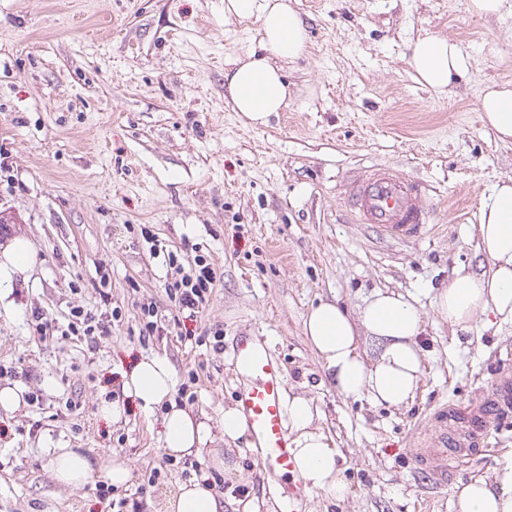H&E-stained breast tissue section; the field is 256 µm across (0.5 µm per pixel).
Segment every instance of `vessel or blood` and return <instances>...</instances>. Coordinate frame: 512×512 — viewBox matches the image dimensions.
<instances>
[{"label":"vessel or blood","mask_w":512,"mask_h":512,"mask_svg":"<svg viewBox=\"0 0 512 512\" xmlns=\"http://www.w3.org/2000/svg\"><path fill=\"white\" fill-rule=\"evenodd\" d=\"M423 185L388 168H375L348 182L344 199L356 220L373 225L386 240L413 242L427 236L432 226ZM233 362L242 379L237 405L244 414L254 452L269 471L284 476L277 494L282 512H291L305 496L304 483L288 447L284 429L285 376L271 349L252 336L240 337ZM512 413V375L502 374L487 397L462 412L444 407L437 413L438 432L424 441L418 456L435 479L448 474V451L477 443L488 420Z\"/></svg>","instance_id":"1"}]
</instances>
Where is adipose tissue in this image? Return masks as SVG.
I'll return each instance as SVG.
<instances>
[{"label":"adipose tissue","mask_w":512,"mask_h":512,"mask_svg":"<svg viewBox=\"0 0 512 512\" xmlns=\"http://www.w3.org/2000/svg\"><path fill=\"white\" fill-rule=\"evenodd\" d=\"M224 14L256 20L262 34L260 51H249L224 72L226 95L234 111L250 121L266 123L288 103L285 63L307 49V22L291 0H224ZM410 63L420 84L446 93L464 76L471 61L457 43L437 36L418 38L410 46ZM486 126L500 141L512 143V82L486 86L478 96ZM478 249L488 263L479 272L458 270L433 299L436 312L453 330H468L478 317L512 323V180L493 186L479 215ZM423 322L412 294L376 291L358 316L335 302L311 307L305 336L320 357L337 391L346 398L375 405L401 407L412 401L423 374V350L417 338ZM373 352L365 354L362 343ZM174 375L170 362L152 355L137 362L123 383V392L150 412L164 407L162 449L182 457L212 443L208 424L173 403ZM292 452L307 488L340 499L347 484L332 448L318 425L317 408L301 395L284 404ZM47 467L55 480L76 488L96 471L88 455L71 448L50 450ZM456 512H512V456L497 461L489 479H472L455 487ZM163 512H224V496L206 479L179 483Z\"/></svg>","instance_id":"adipose-tissue-1"}]
</instances>
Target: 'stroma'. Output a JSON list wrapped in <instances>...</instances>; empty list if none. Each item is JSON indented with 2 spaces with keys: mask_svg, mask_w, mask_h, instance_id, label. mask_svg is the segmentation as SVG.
Wrapping results in <instances>:
<instances>
[{
  "mask_svg": "<svg viewBox=\"0 0 512 512\" xmlns=\"http://www.w3.org/2000/svg\"><path fill=\"white\" fill-rule=\"evenodd\" d=\"M468 4L296 0L309 51L285 67L284 110L252 125L225 98L224 71L259 49V25L225 16L224 0H0V249L23 237L34 252L0 277V386L23 391L0 412V512H116L142 486L145 512H160L178 482L205 476L226 512H277L248 437L213 442L218 471L206 456L163 454L162 409L130 400L116 423L98 412L136 362L160 354L176 383L194 379L189 410L218 428L240 385L231 349L243 335L265 339L286 394L313 400L340 452L347 496L312 491L298 512H454L455 485L512 454V419L449 453L444 480L412 453L441 404L480 400L512 369L511 323L455 332L432 305L457 269L482 263L480 209L512 178V144L477 103L482 87L512 82V16L483 19ZM427 34L472 63L445 94L410 64L409 44ZM375 166L430 187V239L386 242L353 223L339 186ZM155 239L220 274L185 339L139 334L140 307L169 318L165 284L179 275ZM101 285L123 325L92 341L40 338L35 312L67 324L72 308L98 306ZM380 289L415 295L424 324V375L399 409L340 396L303 330L319 301L355 313ZM49 448L121 461L130 479L106 494L99 474L62 486Z\"/></svg>",
  "mask_w": 512,
  "mask_h": 512,
  "instance_id": "35a3bbf8",
  "label": "stroma"
}]
</instances>
